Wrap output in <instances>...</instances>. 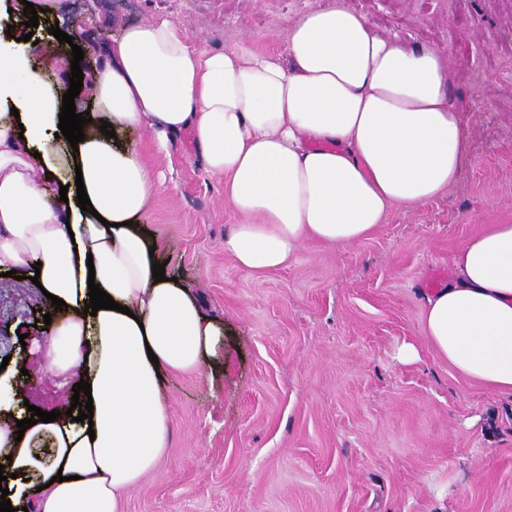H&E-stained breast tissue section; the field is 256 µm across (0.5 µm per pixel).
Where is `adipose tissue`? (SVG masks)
<instances>
[{
    "label": "adipose tissue",
    "instance_id": "ef3b65f1",
    "mask_svg": "<svg viewBox=\"0 0 512 512\" xmlns=\"http://www.w3.org/2000/svg\"><path fill=\"white\" fill-rule=\"evenodd\" d=\"M69 34L100 60L83 81L115 135L88 123L56 166L46 135L62 98L0 43V103L20 111L0 115V270L39 269L63 300L45 329V369L64 387L91 384L93 421L63 414L22 431L2 415L0 464L18 510L122 512L169 444L162 374L199 372L222 328L192 290L154 280L153 242L135 220L159 178L119 132L144 130L164 153L191 134L237 217L224 250L256 271L286 266L311 241L358 243L391 210L443 195L461 176L469 131L449 56L380 29L347 0H306L282 55L246 39L201 50L168 19L107 42L84 23ZM79 179L93 212L78 204ZM452 264L425 297V337L463 377L512 394V224L488 225ZM92 280L117 309L85 314Z\"/></svg>",
    "mask_w": 512,
    "mask_h": 512
}]
</instances>
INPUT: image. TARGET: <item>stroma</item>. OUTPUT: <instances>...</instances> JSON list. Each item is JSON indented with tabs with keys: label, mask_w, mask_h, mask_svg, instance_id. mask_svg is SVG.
<instances>
[{
	"label": "stroma",
	"mask_w": 512,
	"mask_h": 512,
	"mask_svg": "<svg viewBox=\"0 0 512 512\" xmlns=\"http://www.w3.org/2000/svg\"><path fill=\"white\" fill-rule=\"evenodd\" d=\"M401 36L449 52L451 95L468 124L461 180L414 212L392 211L364 241L310 242L287 267L246 271L224 252L236 217L224 180L206 173L189 134L157 154L124 135L165 179L140 222L170 272L192 283L224 325L214 363L170 373L169 446L124 496L123 512H512V395L469 381L422 329L424 294L447 284L452 256L490 224L512 223V0H350ZM304 0H138L96 14L113 32L166 17L200 49L251 37L285 53L281 34ZM83 0H54L27 30L0 0V37L16 38L43 82L63 86L67 29ZM33 42H25V34ZM42 294L0 277V382H26L30 404L65 411L43 369ZM411 342L418 362L399 361Z\"/></svg>",
	"instance_id": "35a3bbf8"
}]
</instances>
